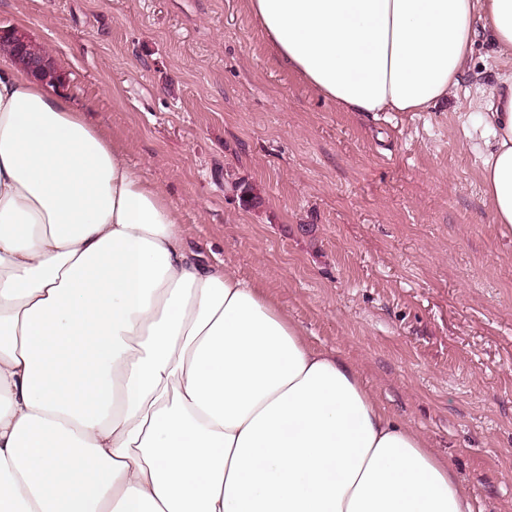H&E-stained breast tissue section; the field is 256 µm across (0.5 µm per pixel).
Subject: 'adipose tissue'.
<instances>
[{
  "mask_svg": "<svg viewBox=\"0 0 512 512\" xmlns=\"http://www.w3.org/2000/svg\"><path fill=\"white\" fill-rule=\"evenodd\" d=\"M347 112H427L512 0H249ZM512 226V73L480 100ZM0 512H474L453 469L314 348L65 95L0 62Z\"/></svg>",
  "mask_w": 512,
  "mask_h": 512,
  "instance_id": "obj_1",
  "label": "adipose tissue"
}]
</instances>
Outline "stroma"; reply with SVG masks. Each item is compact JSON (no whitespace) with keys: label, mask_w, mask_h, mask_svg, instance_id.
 <instances>
[{"label":"stroma","mask_w":512,"mask_h":512,"mask_svg":"<svg viewBox=\"0 0 512 512\" xmlns=\"http://www.w3.org/2000/svg\"><path fill=\"white\" fill-rule=\"evenodd\" d=\"M65 94L308 341L512 512V228L473 136L504 64L479 41L428 112H346L272 56L247 0H0Z\"/></svg>","instance_id":"obj_1"}]
</instances>
